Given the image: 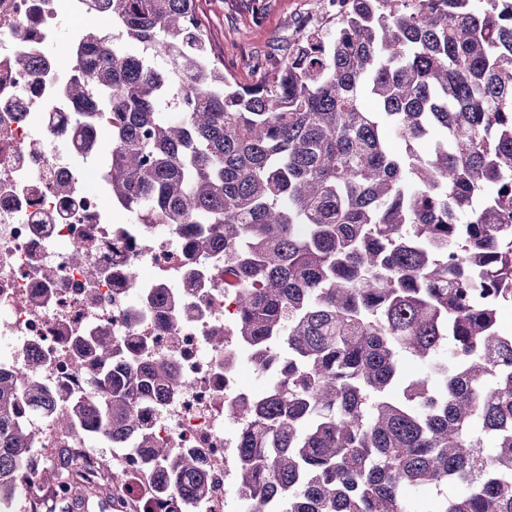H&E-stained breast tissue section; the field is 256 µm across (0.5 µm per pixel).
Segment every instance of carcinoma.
I'll list each match as a JSON object with an SVG mask.
<instances>
[{
    "mask_svg": "<svg viewBox=\"0 0 512 512\" xmlns=\"http://www.w3.org/2000/svg\"><path fill=\"white\" fill-rule=\"evenodd\" d=\"M85 2L100 25L65 41L68 93L109 136L107 193L132 223L224 254L231 336L269 380L224 407L244 421L249 512H411L409 493L448 484L438 512H512V0H324L246 86L197 0ZM78 354L98 393L63 408L38 354L0 374V506L49 413L153 459L156 496L207 497L200 453L147 424L176 367L131 337L80 338Z\"/></svg>",
    "mask_w": 512,
    "mask_h": 512,
    "instance_id": "carcinoma-1",
    "label": "carcinoma"
}]
</instances>
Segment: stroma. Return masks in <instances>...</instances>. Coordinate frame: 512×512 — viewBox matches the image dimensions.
Instances as JSON below:
<instances>
[{"instance_id":"stroma-1","label":"stroma","mask_w":512,"mask_h":512,"mask_svg":"<svg viewBox=\"0 0 512 512\" xmlns=\"http://www.w3.org/2000/svg\"><path fill=\"white\" fill-rule=\"evenodd\" d=\"M213 48L238 81L252 84L314 22L318 0H199Z\"/></svg>"}]
</instances>
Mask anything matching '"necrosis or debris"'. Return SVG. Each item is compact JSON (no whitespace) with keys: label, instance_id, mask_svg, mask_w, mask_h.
<instances>
[{"label":"necrosis or debris","instance_id":"4bbe7bcc","mask_svg":"<svg viewBox=\"0 0 512 512\" xmlns=\"http://www.w3.org/2000/svg\"><path fill=\"white\" fill-rule=\"evenodd\" d=\"M1 14L17 27L0 31V70L13 73L0 81V371L22 364L27 352L41 353V384L64 406L92 390L73 337L150 341L151 357L174 362L183 379L175 393L151 406V430L170 447L200 449L215 476L210 496L194 505L175 496L156 499L144 481L151 462L139 450L102 453L87 447L79 431L59 433L45 415L36 422L37 465L19 480L23 496L46 512L57 507L64 493L47 497L39 470L64 448L75 456L84 484L97 485L111 479L113 470L122 471L129 486L120 498L140 501L144 512H247L244 497L231 501L225 494L235 481L237 432L226 423L224 405L239 394L237 367L226 364L228 349L210 344L212 332L234 309L233 298L224 294V257H186L178 229L169 224L151 232L128 224L126 240L116 239L102 202L101 175L84 165L97 141L75 137L84 119L66 94L74 70L55 50L61 28L81 31L87 15L82 0H0ZM38 48L46 55L40 81L31 86L24 65ZM35 138L43 147L32 153L28 144ZM59 179L72 185L73 200L55 191ZM130 239L138 249L127 248ZM75 245L83 247L86 265L107 270V277L89 280L85 265L72 264L68 249ZM160 288L171 299L169 308L150 302ZM179 314L186 317L184 325L167 333L166 321Z\"/></svg>","mask_w":512,"mask_h":512}]
</instances>
